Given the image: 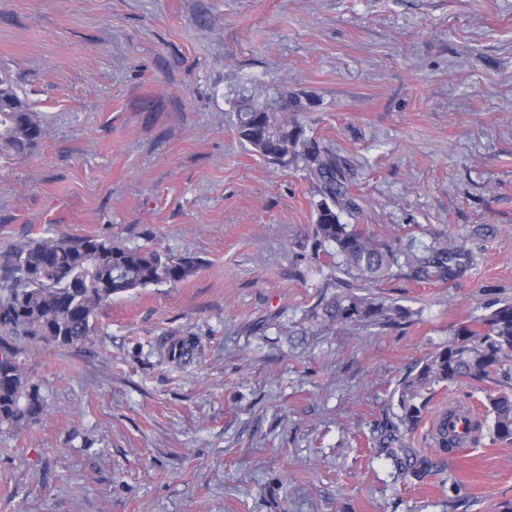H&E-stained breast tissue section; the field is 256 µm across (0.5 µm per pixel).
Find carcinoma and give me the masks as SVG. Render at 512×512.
Returning a JSON list of instances; mask_svg holds the SVG:
<instances>
[{
    "label": "carcinoma",
    "instance_id": "cac0c4a2",
    "mask_svg": "<svg viewBox=\"0 0 512 512\" xmlns=\"http://www.w3.org/2000/svg\"><path fill=\"white\" fill-rule=\"evenodd\" d=\"M0 155L26 158L43 141L46 130L36 113L17 96L12 83L0 77ZM299 96L284 89L267 94L265 103L237 101L233 122L239 139L269 163L286 167L303 163L316 184L320 200L309 241L312 255L331 248L336 254L333 285L337 292L306 311L309 334L346 326H399L410 321V309L360 293L363 284L387 276L404 253L398 239L380 240L354 224H344L339 212L356 208L344 187L336 153L305 130L295 118ZM461 247L446 241L427 247L416 258L418 270L445 277ZM197 267L192 257H173L157 249L130 247L99 236L42 238L17 245L0 258V430L18 429L45 410L38 384L18 359V342L71 346L93 330L96 310L105 302L136 288L177 284ZM477 325L453 329L448 344L418 363L396 390L402 423L417 420L421 406L441 384L479 378L499 369L512 351V300L487 307ZM489 430L493 438L512 444V397L489 400ZM436 445L458 447L454 414L443 412L434 425Z\"/></svg>",
    "mask_w": 512,
    "mask_h": 512
}]
</instances>
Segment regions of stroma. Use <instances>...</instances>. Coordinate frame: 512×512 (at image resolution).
Listing matches in <instances>:
<instances>
[{
    "mask_svg": "<svg viewBox=\"0 0 512 512\" xmlns=\"http://www.w3.org/2000/svg\"><path fill=\"white\" fill-rule=\"evenodd\" d=\"M0 76L46 128L0 156V255L70 234L199 263L101 306L82 343L20 344L47 407L0 432V512L512 505V444L432 437L449 404L512 393V358L436 387L413 425L393 396L512 298V0H0ZM245 86L315 100L297 118L339 159L343 223L412 256L460 242L451 275L406 263L370 286L411 325L303 335L334 278L309 268L319 196L239 142Z\"/></svg>",
    "mask_w": 512,
    "mask_h": 512,
    "instance_id": "1",
    "label": "stroma"
}]
</instances>
